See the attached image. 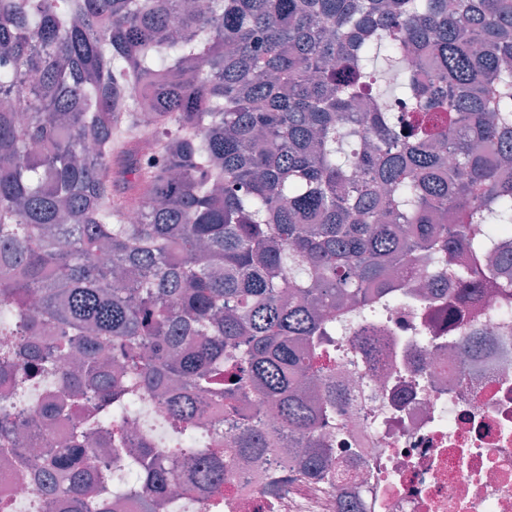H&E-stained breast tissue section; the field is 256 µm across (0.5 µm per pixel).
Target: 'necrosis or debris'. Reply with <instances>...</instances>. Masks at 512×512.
Returning <instances> with one entry per match:
<instances>
[{
    "label": "necrosis or debris",
    "mask_w": 512,
    "mask_h": 512,
    "mask_svg": "<svg viewBox=\"0 0 512 512\" xmlns=\"http://www.w3.org/2000/svg\"><path fill=\"white\" fill-rule=\"evenodd\" d=\"M498 302L488 291L491 334L472 360L439 307H389L388 366L336 362L343 424L320 431L334 478L289 468L271 500L239 460L222 512H512V321Z\"/></svg>",
    "instance_id": "4bbe7bcc"
}]
</instances>
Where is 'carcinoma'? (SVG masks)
Listing matches in <instances>:
<instances>
[{
    "mask_svg": "<svg viewBox=\"0 0 512 512\" xmlns=\"http://www.w3.org/2000/svg\"><path fill=\"white\" fill-rule=\"evenodd\" d=\"M511 165L512 0H0V380L51 385V423L86 408L31 458L0 404V466L43 476L30 512H113L127 476L169 509L185 458L181 493L217 512L227 467L285 466L287 432L329 475L324 343L376 352L408 297L392 273L446 279L468 354L484 288L512 316ZM156 422L167 440L127 462Z\"/></svg>",
    "mask_w": 512,
    "mask_h": 512,
    "instance_id": "1",
    "label": "carcinoma"
}]
</instances>
